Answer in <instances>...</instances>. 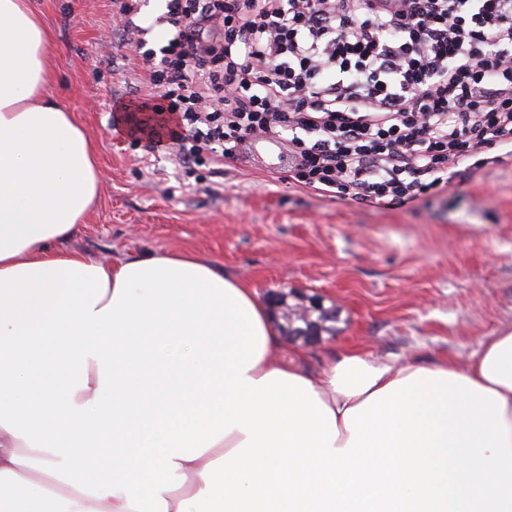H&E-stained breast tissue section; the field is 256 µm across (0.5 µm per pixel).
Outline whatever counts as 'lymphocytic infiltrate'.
<instances>
[{
	"label": "lymphocytic infiltrate",
	"mask_w": 512,
	"mask_h": 512,
	"mask_svg": "<svg viewBox=\"0 0 512 512\" xmlns=\"http://www.w3.org/2000/svg\"><path fill=\"white\" fill-rule=\"evenodd\" d=\"M131 140L201 165L285 137L293 178L402 207L512 147V0H166Z\"/></svg>",
	"instance_id": "1"
}]
</instances>
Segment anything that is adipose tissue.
<instances>
[{"instance_id": "1", "label": "adipose tissue", "mask_w": 512, "mask_h": 512, "mask_svg": "<svg viewBox=\"0 0 512 512\" xmlns=\"http://www.w3.org/2000/svg\"><path fill=\"white\" fill-rule=\"evenodd\" d=\"M52 40L0 0V512H512V328L312 374L216 263L66 249L98 160Z\"/></svg>"}]
</instances>
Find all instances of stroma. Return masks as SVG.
I'll return each instance as SVG.
<instances>
[{"instance_id": "1", "label": "stroma", "mask_w": 512, "mask_h": 512, "mask_svg": "<svg viewBox=\"0 0 512 512\" xmlns=\"http://www.w3.org/2000/svg\"><path fill=\"white\" fill-rule=\"evenodd\" d=\"M53 31L48 94L75 112L99 161V201L66 247L93 261L189 252L259 298L280 289L339 310L334 335L282 341L320 370L358 351L381 361L465 359L512 325V157L404 207L341 199L268 171L249 151L182 164L132 144L115 102L149 95L148 67L117 26L119 0H31Z\"/></svg>"}]
</instances>
